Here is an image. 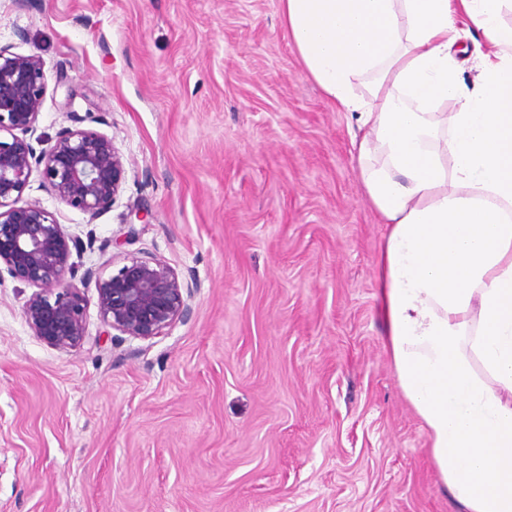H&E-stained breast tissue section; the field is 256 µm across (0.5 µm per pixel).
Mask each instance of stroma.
<instances>
[{
    "mask_svg": "<svg viewBox=\"0 0 512 512\" xmlns=\"http://www.w3.org/2000/svg\"><path fill=\"white\" fill-rule=\"evenodd\" d=\"M0 47L44 64L33 138L73 113L126 166L97 219L37 171L22 202L95 237L83 267L152 255L198 284L150 340L86 288L64 353L0 279V512H461L383 345L355 116L279 0H0Z\"/></svg>",
    "mask_w": 512,
    "mask_h": 512,
    "instance_id": "1",
    "label": "stroma"
}]
</instances>
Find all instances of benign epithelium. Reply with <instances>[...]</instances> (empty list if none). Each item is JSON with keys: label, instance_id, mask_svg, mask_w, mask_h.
Listing matches in <instances>:
<instances>
[{"label": "benign epithelium", "instance_id": "7a95c632", "mask_svg": "<svg viewBox=\"0 0 512 512\" xmlns=\"http://www.w3.org/2000/svg\"><path fill=\"white\" fill-rule=\"evenodd\" d=\"M41 58L0 48V266L33 288L23 314L34 335L62 352L86 336L87 301L81 288L94 285L102 322L127 336L149 340L191 314L198 285L165 261L130 255L115 271L80 266L72 254L93 250L95 239L65 232L40 204L18 205L33 171L60 202L94 220L114 205L125 180L123 157L105 135L61 128L53 144L36 150L33 132L46 88Z\"/></svg>", "mask_w": 512, "mask_h": 512}]
</instances>
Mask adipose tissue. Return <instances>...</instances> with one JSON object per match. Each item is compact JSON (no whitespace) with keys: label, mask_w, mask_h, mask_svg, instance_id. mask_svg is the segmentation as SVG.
<instances>
[{"label":"adipose tissue","mask_w":512,"mask_h":512,"mask_svg":"<svg viewBox=\"0 0 512 512\" xmlns=\"http://www.w3.org/2000/svg\"><path fill=\"white\" fill-rule=\"evenodd\" d=\"M510 13L512 0H280L309 77L357 115L359 174L387 226L385 344L464 512H512ZM462 15L485 41L469 84L451 53Z\"/></svg>","instance_id":"obj_1"}]
</instances>
